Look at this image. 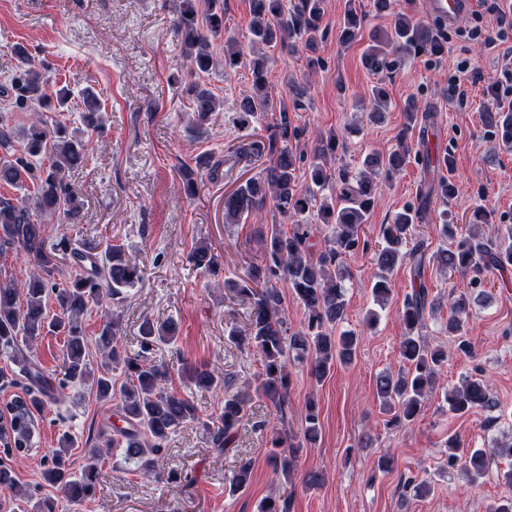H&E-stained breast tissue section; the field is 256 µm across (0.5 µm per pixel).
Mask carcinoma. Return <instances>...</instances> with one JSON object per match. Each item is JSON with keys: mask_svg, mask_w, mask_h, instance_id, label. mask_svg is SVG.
<instances>
[{"mask_svg": "<svg viewBox=\"0 0 512 512\" xmlns=\"http://www.w3.org/2000/svg\"><path fill=\"white\" fill-rule=\"evenodd\" d=\"M374 9L379 14L392 13L391 0H374ZM323 13L324 0H297L288 13L284 0H251V43L269 47L278 44L294 47L300 43L314 52L318 38L322 37ZM359 26L358 15L348 10L339 28V41L345 44L354 40ZM173 30L180 46L181 68L193 78L187 92L197 132L206 129L213 113L224 110V98L201 86L195 78L220 67L226 73L241 67L251 71L253 92L241 100L239 111L252 117L261 112L279 111L277 132L270 135L266 145L256 148L257 156L267 154L269 165L224 194V223L240 224L250 217L260 219L269 204L289 218L306 214L315 218V223L297 224L288 233L277 224L260 227L257 231L260 259L248 264L244 278L224 280V290L249 306L247 324L231 330L229 337L240 351L259 356L262 372L255 381H245L233 393L231 383L217 379L206 365H184L189 382L197 389L224 388L221 413L208 421L202 420L194 400L165 389L170 369L153 356L156 347L176 340L177 321L146 318L140 325L138 350L131 354L119 345L122 321L118 309L129 291L142 282L143 265L127 255L119 244H110L102 250L91 242L75 246L66 234L51 249L45 248V225L33 219V213L47 217L61 215L68 224L82 223L85 204L70 183V173L85 163L94 144L92 138L69 131L61 122L47 121L46 113L61 112L67 106L70 92L61 87L47 94L49 63L35 59L25 45L16 44L12 52L20 67L8 83L0 85V96L14 110L30 113V122L18 148L17 133L0 117V186L22 187L29 180L34 192L0 198V245L13 248L30 269L22 281L0 280V355L20 364L27 380L23 395L0 412V445L9 457L25 456L32 447L35 414L49 402L65 401L70 386L88 384L99 399L112 400L110 373L120 367L132 384L121 390L116 414L123 426L114 427V432L119 436L125 459L144 477L151 478L158 475V465L167 454L169 439L184 425H201L209 435L211 447L221 453L236 442L239 430L248 420L253 397L285 409L291 382L288 361L309 363L310 376L320 383L332 367L339 362L351 363L356 354L360 337L351 331L335 332V326L346 314L348 277L347 270L337 260L359 249V229L367 223L378 199L377 177L382 172L388 176L399 172L409 158L411 147L403 142L386 155H367L365 170L358 174L346 170L331 174L336 138H320L307 164L305 157L290 146L298 137V129L292 126L284 98L269 90L266 59L247 56L235 37H224V0H176ZM218 39L225 40L222 59L212 51V43ZM371 39L373 45L363 59L365 66L374 71L385 67L391 56L401 58L419 50L434 56L443 52L434 26L416 23L401 12L394 14L389 29L374 33ZM387 109L386 93L379 88L368 112L369 120L382 121ZM82 112L87 128L94 132L104 128L101 104L91 88L82 92ZM484 122L498 147L512 151V111L487 112ZM204 171L213 179L219 177V166L209 158H200L194 166L181 169L187 196L196 195L199 176ZM301 171L308 183L304 191L297 189ZM331 181L334 182L332 194H322ZM429 192H436L444 199L458 194L456 183L445 176L432 183ZM419 219L420 211L408 206L395 214L392 223L381 226L383 244L372 253L377 268L372 294L381 309L391 297V276L396 267L408 261L413 264L417 277L424 269L425 243L413 234ZM439 219L445 246L431 255L436 267L451 275L464 277L472 272L474 276L449 295L451 313L446 347L432 345L422 335L426 315L439 309L441 301L429 298L428 289L422 283L406 295L398 317L403 326L400 356L407 368L395 374L383 372L376 380L377 398L383 406L397 408L392 418L397 426L413 423L427 406L436 378L448 361V349L472 352L462 331L472 305L486 296L480 274L512 267L511 224L501 225L495 237L485 239L451 222L445 213ZM323 224L332 229L333 248L316 258L311 252L310 239ZM59 252L75 265V274L62 286L49 280ZM188 259L196 269L214 277L218 275L217 255L206 242L196 243ZM281 281L288 284L306 310L302 327L294 332L288 328L284 298L278 286ZM51 296L58 309L53 318L46 307ZM94 306H113L115 311L106 316L99 332L91 339L86 334L83 317ZM49 333L65 339L63 378L56 389L48 384L33 354L37 340ZM91 343L104 358L97 370L88 360ZM445 401L448 411L459 416L476 409L494 411L499 407L488 383L472 377L448 388ZM320 434L319 403L310 398L305 405L303 438L313 443ZM112 443L113 439L108 438L86 449L88 464L77 475L68 464L73 440L67 434L61 436L59 446L46 455L44 480L72 504L92 498L98 464L109 453ZM271 444L269 463L274 473L287 483L295 467L291 437L286 431L275 430ZM503 457L512 458V443L469 452L463 448L460 438L448 437V471L462 472L471 482L488 475L496 460ZM250 471L251 462L240 460L230 480L231 491L247 488ZM0 490H8L31 504V512H56L54 501H35L31 493L22 490L13 466L4 463H0ZM258 512H290V501L284 496L267 497L259 503Z\"/></svg>", "mask_w": 512, "mask_h": 512, "instance_id": "cac0c4a2", "label": "carcinoma"}]
</instances>
